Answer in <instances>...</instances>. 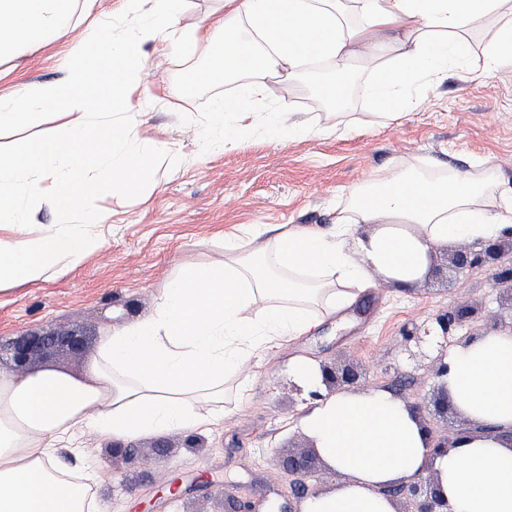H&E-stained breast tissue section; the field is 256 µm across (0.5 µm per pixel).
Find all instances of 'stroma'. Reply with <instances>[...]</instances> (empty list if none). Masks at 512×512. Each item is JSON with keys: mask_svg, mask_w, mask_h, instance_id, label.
I'll use <instances>...</instances> for the list:
<instances>
[{"mask_svg": "<svg viewBox=\"0 0 512 512\" xmlns=\"http://www.w3.org/2000/svg\"><path fill=\"white\" fill-rule=\"evenodd\" d=\"M492 34L489 27L471 31L467 61L431 87L411 84L407 115L388 125L355 117L336 121L312 100L298 99L300 78L256 71L251 78L265 84L266 99L252 121L285 105L315 133L282 141L255 127L230 150L211 145L207 131L214 101L234 94L238 80H207L203 51L159 56L146 45L151 77L141 81L132 108L104 92L99 100L113 119L130 123L142 143L167 145L172 156L150 157L138 182L103 188L90 200L105 219L98 227L101 250L75 267L0 290V336L77 330L98 345L105 328L148 316L158 292L190 264L223 258L225 242L243 239L246 228H330L357 188L398 169L439 175L492 165L511 187L512 70L483 74ZM76 40L73 33L56 37L38 50L0 59V95L66 79L63 60ZM69 119L67 110L50 109L2 128L0 151H22ZM335 124L342 133L332 132ZM432 264L431 275L413 288L378 281L342 326L324 322L314 335L254 357L240 374L245 392L235 381L225 384L228 417L202 434L201 449L180 447L181 432L171 431L164 435L175 445L171 453L152 455L148 470L129 467L117 474L95 439L83 458L65 444L58 456L70 468L98 473L92 491L99 512H214L222 489L250 502L253 512H299L302 501L278 467L282 454L310 443L300 419L311 403L290 373L293 356L357 363L368 377L365 390L423 403L435 385L427 373L435 351L404 341L406 326L423 324L452 304L480 303L484 310L470 321V334L495 324L512 327L487 269L451 267L444 249Z\"/></svg>", "mask_w": 512, "mask_h": 512, "instance_id": "35a3bbf8", "label": "stroma"}]
</instances>
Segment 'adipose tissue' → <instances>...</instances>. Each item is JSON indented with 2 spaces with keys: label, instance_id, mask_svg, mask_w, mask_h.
Here are the masks:
<instances>
[{
  "label": "adipose tissue",
  "instance_id": "obj_1",
  "mask_svg": "<svg viewBox=\"0 0 512 512\" xmlns=\"http://www.w3.org/2000/svg\"><path fill=\"white\" fill-rule=\"evenodd\" d=\"M96 0H0V56L19 55L68 29L78 5ZM180 0H124L127 30L115 25L79 40V55L61 85L0 96V128L60 104L73 117L45 130L23 152H0V282L29 281L58 265L75 266L98 251L87 210L103 183L126 186L144 173L146 154L163 145L138 144L134 128L113 121L94 90L129 103L144 66L141 47L157 43L160 27H175ZM507 0H224L222 9L192 27L196 46L219 43L207 77L250 72L295 74L323 58L338 73L355 61L388 60L371 86L378 111L370 125L404 117L407 87L430 85L469 54L466 32L480 22L498 27L484 73L512 68V20ZM108 39L107 52L97 51ZM266 86L244 84L233 99L217 100V145L242 141L241 120ZM106 128L109 145L91 147L90 129ZM496 173L453 171L433 178L402 170L358 188L331 228L292 226L274 237L248 230L247 245L232 243L220 261L192 266L172 280L150 317L105 329L87 376L55 372L26 377L0 370V512H96L88 493L95 479L65 480L57 445L79 437L131 442L170 431L206 433L224 411V383L256 353L312 334L326 319L358 301L356 289L376 278L402 285L425 279L437 249L460 241L491 242L512 233V192L494 194ZM48 200L60 214L81 213L76 224L44 226L35 205ZM369 233L359 234V225ZM290 371L306 391L320 392L301 426L325 464L339 475L335 488L304 500L302 512H394L380 486L433 469L453 512H512V331L499 330L448 352V396L488 435L466 438L428 458L425 435L408 403L383 391L326 394L321 371L307 358Z\"/></svg>",
  "mask_w": 512,
  "mask_h": 512
}]
</instances>
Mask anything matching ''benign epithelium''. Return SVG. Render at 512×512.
Segmentation results:
<instances>
[{
    "label": "benign epithelium",
    "mask_w": 512,
    "mask_h": 512,
    "mask_svg": "<svg viewBox=\"0 0 512 512\" xmlns=\"http://www.w3.org/2000/svg\"><path fill=\"white\" fill-rule=\"evenodd\" d=\"M507 254L512 255V237L492 243L479 252L459 249L448 256V261L457 269L489 267L491 277L502 286L499 299L508 301L512 307V263L503 261ZM481 310L480 305H452L437 315L435 322L443 339L453 337V333L468 326L470 320ZM85 344V336L77 332L20 334L0 341V362L17 375H33L38 371V365L49 362L57 353H81L85 349ZM430 373L437 380L432 400L434 415L446 420L448 415L455 413V407L448 398V388L444 383V378L448 376L447 350L440 349L431 360ZM321 374L326 390L330 394L353 390L365 380V373L352 363L324 364L321 367ZM415 414L429 436V452L432 456L449 450L462 436L473 433L471 427L440 432L421 414L420 407H415ZM108 452L112 455V466L115 468L147 458V455L141 453L132 443H116L108 448ZM319 460L321 457L314 447L304 452L290 454L282 460V472L291 479L294 492L299 497L306 498L322 492L318 484L307 483V480L315 477V464ZM379 493L395 504L404 505V509H398L396 512H453L448 498L441 490L438 476L432 470L411 481L382 487Z\"/></svg>",
    "instance_id": "obj_1"
}]
</instances>
